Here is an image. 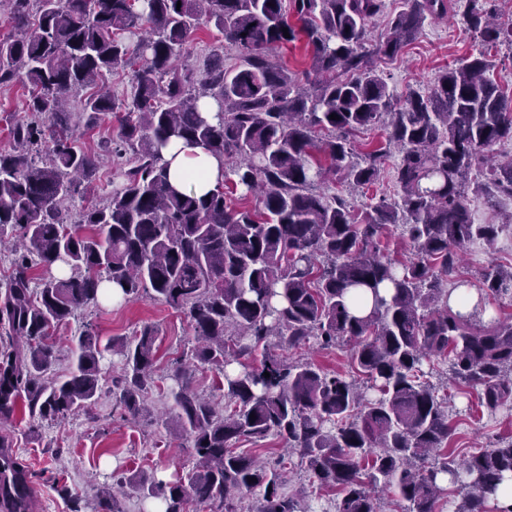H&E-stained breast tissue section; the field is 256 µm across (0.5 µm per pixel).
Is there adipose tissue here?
Masks as SVG:
<instances>
[{"mask_svg": "<svg viewBox=\"0 0 512 512\" xmlns=\"http://www.w3.org/2000/svg\"><path fill=\"white\" fill-rule=\"evenodd\" d=\"M173 186L183 192L203 194L224 181L223 159L213 155L204 145L171 142L162 151Z\"/></svg>", "mask_w": 512, "mask_h": 512, "instance_id": "ef3b65f1", "label": "adipose tissue"}]
</instances>
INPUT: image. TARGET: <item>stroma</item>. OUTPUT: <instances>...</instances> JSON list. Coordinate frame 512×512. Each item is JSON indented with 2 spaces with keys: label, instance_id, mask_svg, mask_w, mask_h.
<instances>
[{
  "label": "stroma",
  "instance_id": "35a3bbf8",
  "mask_svg": "<svg viewBox=\"0 0 512 512\" xmlns=\"http://www.w3.org/2000/svg\"><path fill=\"white\" fill-rule=\"evenodd\" d=\"M479 52L492 60L493 79L511 97L512 49L479 42L454 15L426 22L422 33L399 57L377 60L376 65L400 97L411 90L427 92L444 69ZM216 54L223 57L228 69L239 61L238 51L225 42L214 24L207 23L189 40L177 65L200 77ZM83 320L93 323L105 342L118 336L131 337L146 325L155 328L157 387L148 399L153 414L134 419L115 408L112 382L121 376L122 365L118 357L109 355L102 362L99 399L89 412L39 423L34 437L29 434L28 419L17 417L0 423V435L8 437L12 454L23 460L34 488L32 512H70L76 500L85 512H92L100 488L117 478L145 470L169 481L193 467L188 442L174 430L171 406L163 392L170 386L175 368L191 358L195 340L187 314L147 296L117 303L100 301L84 311L81 320L58 329L56 372L67 370L68 340ZM283 355L311 361L329 372L352 371V350L347 344L330 348L311 344L284 350ZM447 370V363L434 361L429 379L438 385L440 395L447 397L452 414L449 456L459 460L512 436V410L488 416L479 407L476 392L449 382Z\"/></svg>",
  "mask_w": 512,
  "mask_h": 512
}]
</instances>
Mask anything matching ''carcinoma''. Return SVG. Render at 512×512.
<instances>
[{
    "mask_svg": "<svg viewBox=\"0 0 512 512\" xmlns=\"http://www.w3.org/2000/svg\"><path fill=\"white\" fill-rule=\"evenodd\" d=\"M6 2L17 34L0 39V87H25L34 119L11 123L13 147L0 151V249L11 265L0 280V328L10 338L0 348V419L87 410L107 352L124 363L116 405L143 414L155 371L150 325L103 345L82 324L70 341L69 372L47 374L53 330L98 303L102 283L120 288L123 300L150 289L186 312L193 358L219 371L234 408L219 411L192 389V370H176L168 393L195 466L168 482L147 472L123 478L100 490L95 512H124L127 493L160 512H187L191 501L236 512L246 493L259 495L256 512H304L300 496L282 491L283 461L267 465L233 448L269 435L283 438L320 486L339 491L336 512H379L380 486L406 502L404 512H439L445 497L452 512H488L512 483V438L419 466L452 433L446 402L421 377L441 357L449 378L476 390L489 415L512 402V317L484 318L491 301L512 298V266L484 269L473 311L449 306L455 290L470 286L458 277L470 247L491 249L512 228V156L492 153L512 139V98L487 76L482 54L446 69L427 95L400 100L375 66L442 17L445 0H403L406 9L377 39L369 21L384 0ZM212 20L245 52L244 64L226 70L216 56L198 81L174 59ZM461 21L481 42L512 47V23L496 20V0H466ZM145 24L146 35L132 41ZM299 41L315 74L307 86L271 58ZM128 68L133 96L118 139L97 155L76 148L67 93ZM204 98L218 108L214 122L202 116ZM115 109L102 90L83 107L92 117ZM381 121L386 146L354 159L350 136ZM318 131L327 134L320 143ZM173 140L224 158L226 183L202 195L176 191L161 154ZM100 154L127 155L134 165L104 204L84 211L89 231L80 234L69 203L83 196ZM390 161L397 197L380 198L357 223L344 196L319 188L330 173L353 187L372 185ZM238 187L258 204L236 206L228 189ZM474 200L500 221L482 223ZM388 224L405 227L416 259L380 253ZM312 339L354 342L356 370L370 386L268 350ZM31 500L23 462L1 452L0 512H30Z\"/></svg>",
    "mask_w": 512,
    "mask_h": 512,
    "instance_id": "1",
    "label": "carcinoma"
}]
</instances>
